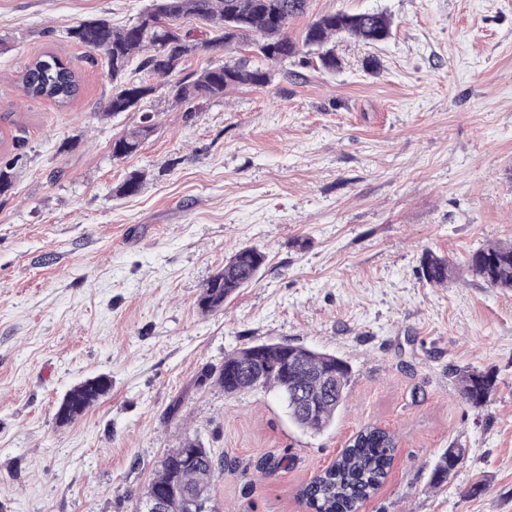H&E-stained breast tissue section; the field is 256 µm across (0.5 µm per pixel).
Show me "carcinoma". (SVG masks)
I'll use <instances>...</instances> for the list:
<instances>
[{
    "label": "carcinoma",
    "mask_w": 512,
    "mask_h": 512,
    "mask_svg": "<svg viewBox=\"0 0 512 512\" xmlns=\"http://www.w3.org/2000/svg\"><path fill=\"white\" fill-rule=\"evenodd\" d=\"M308 0H149L137 21L123 27L107 19L85 21L69 29L68 38L89 54L106 58L112 79V95L106 115L114 116L139 107L155 91L145 79L128 77L133 62L150 77L167 78L182 71L186 58L213 55L251 40L254 59L240 58L205 68L177 80L170 87L178 103H200L224 97V90L240 85L263 87L271 79L269 65L298 58L301 66L333 72L339 66L334 52L338 37L368 45L387 40L392 19L382 11H338L312 20L302 39L288 36L289 22L306 13ZM194 17L210 27L211 36L195 38L180 21ZM28 97L48 99L64 107L80 91L78 72L58 56L47 53L33 59L23 75ZM154 114L142 115L141 125L112 143V157L123 159L138 152L153 129ZM266 255L247 246L224 260V267L204 285L198 307L213 312L224 301L257 280ZM468 272L492 288L512 290V244H490L475 251ZM448 258L431 251L423 254L421 275L432 286L451 280ZM288 361L297 375L284 381L278 363ZM350 369L342 358L288 343H265L235 351L218 368L205 367L198 376L200 386H218L228 395L257 388L288 391V416L298 428L314 434L332 426L344 404ZM464 399L478 406L495 386L493 376L459 372ZM111 388L106 377L87 379L72 387L59 409L56 422L65 426L78 419ZM399 447L396 435L376 424L361 427L349 446L329 467L303 485L298 497L311 512H358L360 504L374 495L385 480ZM464 456L461 448L446 450L436 463L431 483L442 484ZM224 471V457L216 455L197 438H186L182 447L170 449L146 493L160 492L168 499L165 512H186L185 500L197 503L204 512H218L213 498V481Z\"/></svg>",
    "instance_id": "1"
}]
</instances>
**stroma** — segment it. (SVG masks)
Listing matches in <instances>:
<instances>
[{
	"label": "stroma",
	"instance_id": "stroma-1",
	"mask_svg": "<svg viewBox=\"0 0 512 512\" xmlns=\"http://www.w3.org/2000/svg\"><path fill=\"white\" fill-rule=\"evenodd\" d=\"M148 0H0V512H133L186 437L224 456L220 512H308L298 491L368 423L394 431L391 469L359 512H512V292L467 261L512 242V0H308L319 15L378 10L393 35L340 38L327 74L278 64L261 88L176 103L155 79L153 132L130 157L112 142L140 123L102 112L103 56L69 28L134 22ZM52 52L82 76L61 107L25 96ZM138 175L137 194L121 185ZM266 262L222 310L205 282L235 249ZM455 277L427 284L420 258ZM263 342L336 354L350 368L335 424L288 419L276 391L198 387L202 368ZM497 388L467 403L459 369ZM112 388L58 425L65 393ZM178 415H171L172 405ZM465 451L440 486L439 456ZM453 274L448 258L439 256L431 251L423 254L421 260V275L426 283L432 286H446Z\"/></svg>",
	"mask_w": 512,
	"mask_h": 512
}]
</instances>
